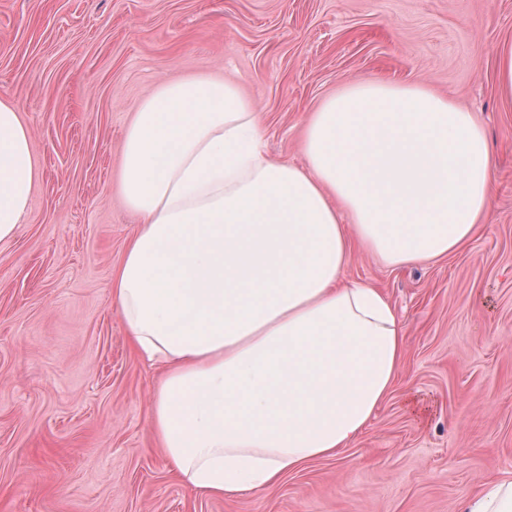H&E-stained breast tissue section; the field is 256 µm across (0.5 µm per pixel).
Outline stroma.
Returning <instances> with one entry per match:
<instances>
[{"label":"stroma","instance_id":"stroma-1","mask_svg":"<svg viewBox=\"0 0 512 512\" xmlns=\"http://www.w3.org/2000/svg\"><path fill=\"white\" fill-rule=\"evenodd\" d=\"M512 0H0V96L32 130L31 207L0 242V512H460L512 480V103L497 51ZM239 84L268 153L302 162L309 115L346 86L422 83L473 112L498 160L494 206L447 258L380 289L404 364L355 442L280 484L213 498L148 430L161 370L132 350L112 269L139 224L120 159L163 81Z\"/></svg>","mask_w":512,"mask_h":512}]
</instances>
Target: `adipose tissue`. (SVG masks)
Masks as SVG:
<instances>
[{
    "mask_svg": "<svg viewBox=\"0 0 512 512\" xmlns=\"http://www.w3.org/2000/svg\"><path fill=\"white\" fill-rule=\"evenodd\" d=\"M231 81H165L137 107L120 188L141 222L112 273L133 350L164 374L149 427L211 497L272 487L351 446L398 379L403 331L341 275L460 249L492 209L497 162L473 113L421 84L359 82L312 113L304 164L269 156ZM0 97V242L38 168Z\"/></svg>",
    "mask_w": 512,
    "mask_h": 512,
    "instance_id": "obj_1",
    "label": "adipose tissue"
}]
</instances>
